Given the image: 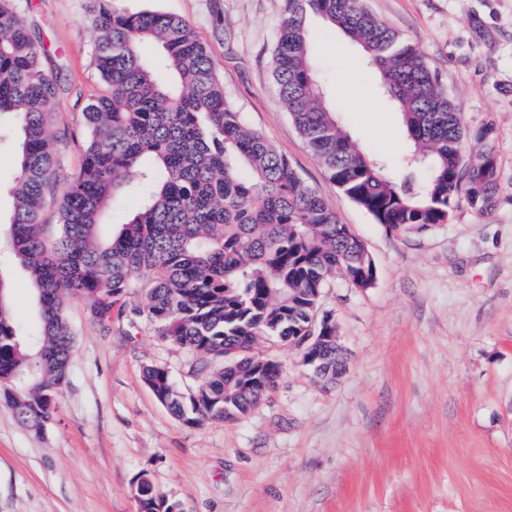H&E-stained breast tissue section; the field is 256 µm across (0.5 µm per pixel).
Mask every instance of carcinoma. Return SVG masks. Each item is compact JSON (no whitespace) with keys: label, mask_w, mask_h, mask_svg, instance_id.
<instances>
[{"label":"carcinoma","mask_w":512,"mask_h":512,"mask_svg":"<svg viewBox=\"0 0 512 512\" xmlns=\"http://www.w3.org/2000/svg\"><path fill=\"white\" fill-rule=\"evenodd\" d=\"M95 0L94 63L104 90L83 108L79 172L57 173L60 136L49 109L57 88L43 46L15 0H0V139L12 136L13 212L0 245L31 280L39 327L24 334L0 288V402L41 431L66 384L74 338L69 298L101 325L125 310L138 276L149 279L143 315L173 345L221 361L193 393L168 369L148 365L146 385L188 425L243 418L276 385L251 387L246 351L258 336H331L313 321L336 270L367 288L365 244L299 177L288 159L246 125L224 93L190 23L152 11L129 14ZM328 22L359 44L399 113L408 145L402 166L366 152L328 102L308 50V20ZM157 46L153 58L142 44ZM281 102L330 179L386 232L423 233L449 220L460 199L480 214L498 191L494 157L465 158V122L419 50L362 0H284L273 53ZM146 203L108 237L109 209L131 186ZM147 485L139 512H178Z\"/></svg>","instance_id":"obj_1"}]
</instances>
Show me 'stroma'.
<instances>
[{"mask_svg":"<svg viewBox=\"0 0 512 512\" xmlns=\"http://www.w3.org/2000/svg\"><path fill=\"white\" fill-rule=\"evenodd\" d=\"M418 47L465 118L464 153L492 124L499 191L486 214L459 201L448 223L387 233L325 173L284 110L272 77L282 0H120L188 20L237 112L261 132L367 246L377 278L332 276L321 299L347 352L334 383L298 350L260 337L278 361L274 390L237 422L189 426L143 381L165 366L183 392L202 380L196 353L162 340L144 317L104 328L85 302L66 314L74 348L42 432L0 403V512H137L148 473L185 512H512V0H363ZM92 0H18L59 85L51 108L60 176L82 163L81 112L103 83L93 62ZM310 56L351 135L388 167L405 137L356 43L312 19ZM10 307L37 320L27 275L0 261Z\"/></svg>","mask_w":512,"mask_h":512,"instance_id":"1","label":"stroma"}]
</instances>
